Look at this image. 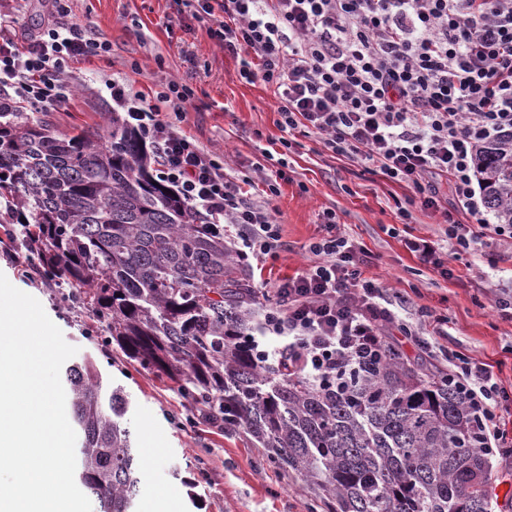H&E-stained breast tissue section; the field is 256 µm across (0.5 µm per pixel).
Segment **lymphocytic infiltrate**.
<instances>
[{
	"label": "lymphocytic infiltrate",
	"instance_id": "lymphocytic-infiltrate-1",
	"mask_svg": "<svg viewBox=\"0 0 512 512\" xmlns=\"http://www.w3.org/2000/svg\"><path fill=\"white\" fill-rule=\"evenodd\" d=\"M193 2L207 37L237 59V79L273 90L283 132L316 136L336 159L407 185L401 218L415 207L440 213L452 250L489 233L512 248V225L484 217L475 162L480 148L512 139V0H181ZM111 50L98 30L58 21L21 46L0 40V107L57 110L76 92L70 62ZM101 81L113 111L151 147L159 179L204 223L228 225L238 256L277 259L286 248L270 199L277 188L254 197L223 155L186 134L192 88L171 80L148 97L128 80ZM460 208L474 225L455 219ZM322 219L314 262L275 288L254 351L339 394L353 372L384 358L387 329L426 354L445 330L427 333L401 318L404 302L389 305L366 277V250L340 235L335 212ZM444 356L478 423L477 444L503 447L512 394L493 365L453 350Z\"/></svg>",
	"mask_w": 512,
	"mask_h": 512
}]
</instances>
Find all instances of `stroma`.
<instances>
[{
    "mask_svg": "<svg viewBox=\"0 0 512 512\" xmlns=\"http://www.w3.org/2000/svg\"><path fill=\"white\" fill-rule=\"evenodd\" d=\"M9 8L13 21L5 34L21 45L46 25L50 4L11 0ZM70 9L69 21L101 30L112 51L72 63L77 92L71 103L56 112H31L32 120L61 134L111 122L112 104L99 83L103 74L129 76L152 95L162 78L183 79L195 93L184 129L201 146L226 154L240 174H252L258 165L274 171L280 162L288 164L290 179L280 183L273 200L287 248L263 264L246 261L254 288L275 287L301 272L311 259L309 244L322 233L323 211H333L341 232L369 252L366 276L386 288L388 298L413 302L408 318H417L424 307L426 329L436 319L447 320L448 333L436 337L437 347L501 362L500 377L512 385V313L496 309L476 283L480 277L487 285L512 282V251L487 239L451 255L440 214L417 208L411 223L403 222L397 203L409 196L406 186L337 160L312 136H292L291 147H283L277 98L263 82L236 79V59L206 37L193 8L178 12L174 0H71ZM415 237L441 243L452 276L417 262L406 246ZM26 263L24 249L0 241V273L39 300L76 347L74 362L92 358L104 389L120 386L129 397L124 423L140 460L136 512H145L165 492L175 494L178 512H311L317 498L301 477L267 464L265 449L247 433L229 435L200 421L176 388L123 353L91 307L69 302L68 289L39 276L23 277ZM489 479L496 494L493 512H512V447L491 457Z\"/></svg>",
    "mask_w": 512,
    "mask_h": 512,
    "instance_id": "obj_1",
    "label": "stroma"
}]
</instances>
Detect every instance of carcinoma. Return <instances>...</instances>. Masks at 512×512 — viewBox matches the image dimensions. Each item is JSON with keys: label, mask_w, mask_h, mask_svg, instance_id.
<instances>
[{"label": "carcinoma", "mask_w": 512, "mask_h": 512, "mask_svg": "<svg viewBox=\"0 0 512 512\" xmlns=\"http://www.w3.org/2000/svg\"><path fill=\"white\" fill-rule=\"evenodd\" d=\"M119 116L101 131L56 135L21 112L0 119V198L28 260L111 323L129 359L176 384L225 433L248 432L267 460L300 475L328 512H490L485 449L448 387L401 350L343 396L261 366L251 285L224 242L152 172ZM478 174L498 223L512 224V145L483 150ZM78 478L100 512H134L139 471L129 400L105 391L90 358L66 367Z\"/></svg>", "instance_id": "obj_1"}]
</instances>
